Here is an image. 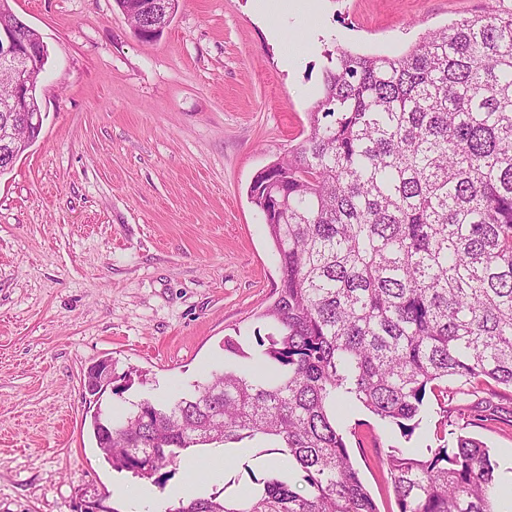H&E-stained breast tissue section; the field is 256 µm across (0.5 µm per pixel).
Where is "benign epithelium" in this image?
<instances>
[{
  "label": "benign epithelium",
  "instance_id": "obj_1",
  "mask_svg": "<svg viewBox=\"0 0 512 512\" xmlns=\"http://www.w3.org/2000/svg\"><path fill=\"white\" fill-rule=\"evenodd\" d=\"M28 27L0 22V74H6L13 91L0 105V170L11 169L22 151L41 132L43 116L35 102L36 88L47 61V46L35 52L25 38ZM91 383L112 385V364L99 365Z\"/></svg>",
  "mask_w": 512,
  "mask_h": 512
}]
</instances>
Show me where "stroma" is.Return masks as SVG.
Instances as JSON below:
<instances>
[{"mask_svg": "<svg viewBox=\"0 0 512 512\" xmlns=\"http://www.w3.org/2000/svg\"><path fill=\"white\" fill-rule=\"evenodd\" d=\"M487 2L320 0V34L304 42L288 11L273 28L255 0H179L145 42L114 0H10L49 59L41 133L0 175V512H75L91 496L129 512L115 487L132 478L105 460L91 417L192 392L223 367L228 337L249 366L280 270L248 189L305 136L327 53L399 56ZM102 360L145 383L91 394L83 375ZM448 388L449 401L427 393L408 440L362 406L337 408L379 512H398L381 450L437 447L447 406L465 408L455 423L488 448L497 488L512 482V388ZM275 460L239 452L204 490L242 494Z\"/></svg>", "mask_w": 512, "mask_h": 512, "instance_id": "obj_1", "label": "stroma"}]
</instances>
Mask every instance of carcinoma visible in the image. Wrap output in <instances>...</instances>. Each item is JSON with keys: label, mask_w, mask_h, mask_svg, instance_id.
<instances>
[{"label": "carcinoma", "mask_w": 512, "mask_h": 512, "mask_svg": "<svg viewBox=\"0 0 512 512\" xmlns=\"http://www.w3.org/2000/svg\"><path fill=\"white\" fill-rule=\"evenodd\" d=\"M308 125L249 187L281 272L257 368L226 364L190 394L92 416L112 469L161 490L199 446L268 442L287 460L238 497L166 512H378L337 403L409 437L442 382L512 387V11L465 17L400 57L328 55ZM380 463L398 512H496L477 440Z\"/></svg>", "instance_id": "cac0c4a2"}]
</instances>
